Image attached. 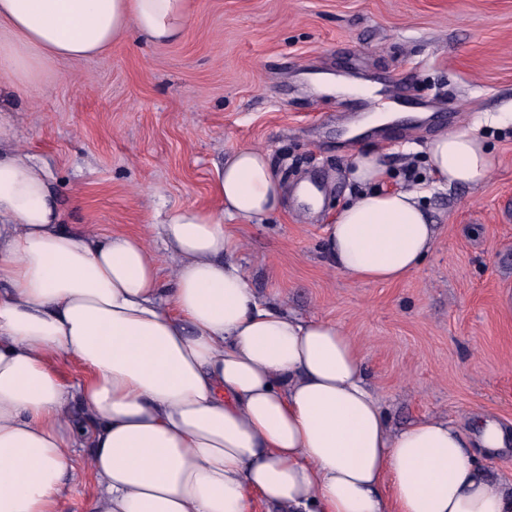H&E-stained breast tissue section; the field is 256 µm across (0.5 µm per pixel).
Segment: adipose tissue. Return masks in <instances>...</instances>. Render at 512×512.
Segmentation results:
<instances>
[{
	"label": "adipose tissue",
	"instance_id": "obj_1",
	"mask_svg": "<svg viewBox=\"0 0 512 512\" xmlns=\"http://www.w3.org/2000/svg\"><path fill=\"white\" fill-rule=\"evenodd\" d=\"M189 0H0V72L21 92L40 59H88L128 30L179 40ZM440 186L492 168L473 131L433 138ZM362 190L327 228L336 268L365 283L416 270L435 224L416 189H381L376 155L356 157ZM218 210L173 211L163 282L138 237L63 224L43 168L0 117V512H56L74 456L88 462L91 512H512V480L487 478L470 446H507L491 419L426 418L395 433L360 346L340 325L262 301L225 217L279 210L265 151L242 147L213 184ZM83 376L65 380L56 362Z\"/></svg>",
	"mask_w": 512,
	"mask_h": 512
}]
</instances>
